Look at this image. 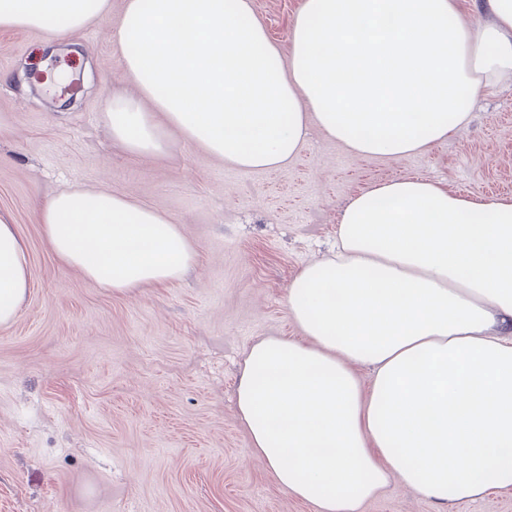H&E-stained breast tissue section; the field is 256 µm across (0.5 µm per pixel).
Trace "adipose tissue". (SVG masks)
<instances>
[{"label": "adipose tissue", "mask_w": 512, "mask_h": 512, "mask_svg": "<svg viewBox=\"0 0 512 512\" xmlns=\"http://www.w3.org/2000/svg\"><path fill=\"white\" fill-rule=\"evenodd\" d=\"M110 0H0L1 29L61 42ZM137 95L113 91L114 143L166 153L171 127L243 171L281 167L309 125L351 152L402 159L462 130L512 85V0H301L281 55L250 0H125L111 34ZM47 244L101 287L180 279V225L126 194L64 190ZM24 241L0 213V326L26 302ZM295 336L246 351L238 417L256 457L314 512H359L391 481L440 503L512 487V197L396 177L349 199L331 257L288 286ZM370 369L362 380L356 366Z\"/></svg>", "instance_id": "adipose-tissue-1"}]
</instances>
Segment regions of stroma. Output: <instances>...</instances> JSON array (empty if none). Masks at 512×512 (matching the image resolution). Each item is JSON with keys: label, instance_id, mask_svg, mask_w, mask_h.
I'll list each match as a JSON object with an SVG mask.
<instances>
[{"label": "stroma", "instance_id": "obj_1", "mask_svg": "<svg viewBox=\"0 0 512 512\" xmlns=\"http://www.w3.org/2000/svg\"><path fill=\"white\" fill-rule=\"evenodd\" d=\"M301 0H251L281 52ZM107 19L46 52L0 31V212L28 253L31 293L0 327V512H313L254 457L234 392L244 350L297 330L288 284L329 255L339 213L370 184L419 176L512 196V88L469 126L403 159L357 155L310 126L295 159L244 172L166 129V154L112 144L106 101L123 76ZM133 195L181 225L197 259L179 281L121 294L50 251L40 206L59 191ZM360 512H512V488L450 507L391 482Z\"/></svg>", "mask_w": 512, "mask_h": 512}]
</instances>
